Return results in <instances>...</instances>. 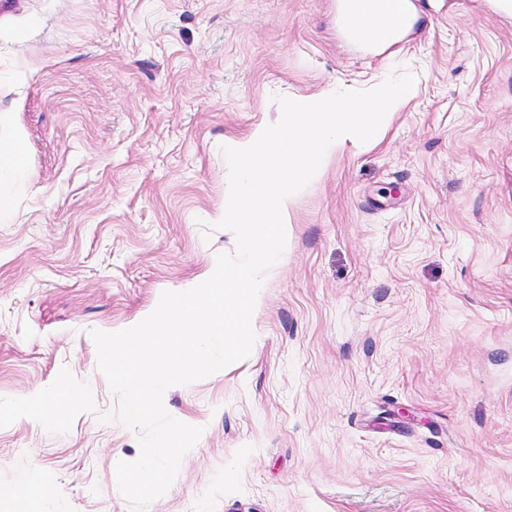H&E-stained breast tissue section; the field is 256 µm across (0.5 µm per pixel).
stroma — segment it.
Wrapping results in <instances>:
<instances>
[{"instance_id": "35a3bbf8", "label": "stroma", "mask_w": 512, "mask_h": 512, "mask_svg": "<svg viewBox=\"0 0 512 512\" xmlns=\"http://www.w3.org/2000/svg\"><path fill=\"white\" fill-rule=\"evenodd\" d=\"M366 53L337 0H0V128L29 179L0 217V493L132 512L140 453L91 330L152 313L236 251L224 150L279 98L415 83L373 144L297 192L250 355L170 387L202 427L145 512H512V14L414 0ZM74 392L45 423L29 406ZM380 10L387 23L388 41L400 43L413 25V3L408 0H381Z\"/></svg>"}]
</instances>
